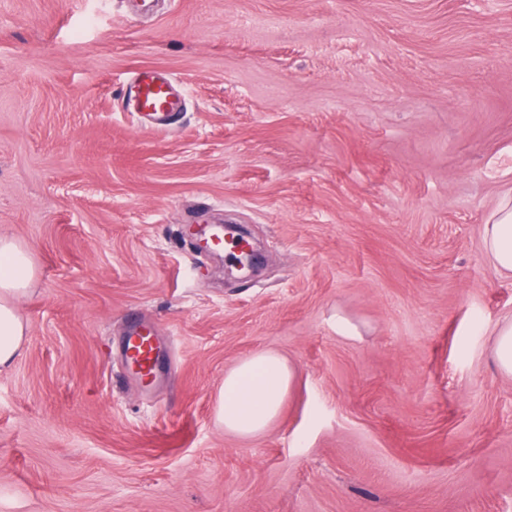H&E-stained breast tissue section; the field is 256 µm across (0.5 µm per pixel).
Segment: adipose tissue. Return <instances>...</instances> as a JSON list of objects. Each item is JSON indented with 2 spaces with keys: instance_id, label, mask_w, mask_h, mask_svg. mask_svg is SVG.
I'll use <instances>...</instances> for the list:
<instances>
[{
  "instance_id": "1",
  "label": "adipose tissue",
  "mask_w": 512,
  "mask_h": 512,
  "mask_svg": "<svg viewBox=\"0 0 512 512\" xmlns=\"http://www.w3.org/2000/svg\"><path fill=\"white\" fill-rule=\"evenodd\" d=\"M484 246L497 270L512 277V204L503 203L484 227ZM36 268L17 241L0 237V369L23 350L30 325L17 303L32 289ZM295 373L283 356L262 350L241 360L224 375L216 419L226 432L254 436L278 418L291 391Z\"/></svg>"
}]
</instances>
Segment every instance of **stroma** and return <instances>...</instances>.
Wrapping results in <instances>:
<instances>
[{
	"mask_svg": "<svg viewBox=\"0 0 512 512\" xmlns=\"http://www.w3.org/2000/svg\"><path fill=\"white\" fill-rule=\"evenodd\" d=\"M143 67L177 83L167 131L128 101ZM509 198L512 0H0V236L37 271L0 512H512L483 243ZM226 221L259 274L196 250ZM138 324L175 360L147 384ZM261 349L295 386L226 433ZM295 373L283 356L262 350L224 374L216 406L224 431L242 437L265 432L278 418Z\"/></svg>",
	"mask_w": 512,
	"mask_h": 512,
	"instance_id": "obj_1",
	"label": "stroma"
}]
</instances>
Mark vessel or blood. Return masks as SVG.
Wrapping results in <instances>:
<instances>
[{
    "instance_id": "b4317fda",
    "label": "vessel or blood",
    "mask_w": 512,
    "mask_h": 512,
    "mask_svg": "<svg viewBox=\"0 0 512 512\" xmlns=\"http://www.w3.org/2000/svg\"><path fill=\"white\" fill-rule=\"evenodd\" d=\"M127 93L137 112L149 119L152 127L164 126L173 112L179 111L177 88L172 78L159 72H140L131 79ZM125 353L135 363L141 376L153 378L158 370L154 338L142 330L127 337Z\"/></svg>"
}]
</instances>
